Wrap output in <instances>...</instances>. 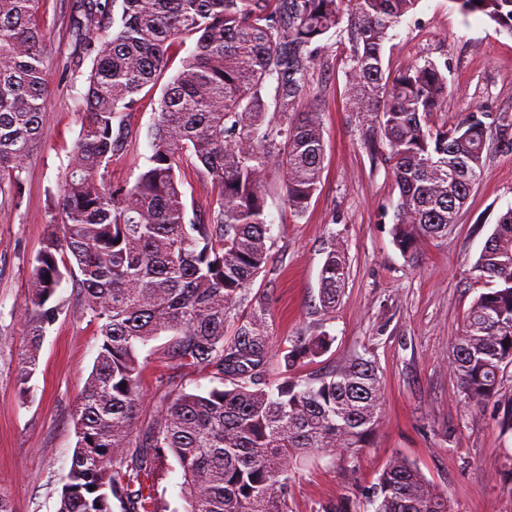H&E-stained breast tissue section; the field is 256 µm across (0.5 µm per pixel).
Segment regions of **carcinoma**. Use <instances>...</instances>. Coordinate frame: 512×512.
Here are the masks:
<instances>
[{"mask_svg":"<svg viewBox=\"0 0 512 512\" xmlns=\"http://www.w3.org/2000/svg\"><path fill=\"white\" fill-rule=\"evenodd\" d=\"M75 2L66 71L92 66L54 219L32 262L30 346L18 372L25 391L38 367L35 349L60 310L58 289L80 273L98 352L75 404L77 443L57 512H112L114 499L124 512H179L160 485L170 456L182 471L184 512H290V463L357 457L380 424L383 398L376 363L364 357L313 383L299 379L301 362L325 355L334 337L298 336L275 351L266 302L249 297L272 259L263 193L270 167L281 168L284 200L298 216L320 184L322 117L303 104L318 43L348 19V109L365 147L390 164L399 195L394 239L404 253L447 235L487 156L512 153V114L475 109L450 126L428 124L448 98L442 67L427 60L392 73L383 64L390 31L418 0ZM453 2L512 36V0ZM39 9L40 0H0V196L16 206L50 101ZM188 40L194 49L162 88L147 163L133 184L112 185V159L132 140L124 112L157 85L172 46ZM188 162L216 192L199 223L186 222L180 189ZM345 268L331 244L319 279L324 315L336 308ZM473 271L488 288L453 338L450 368L464 402L496 403L502 429L512 431V402L500 399L512 366L511 207ZM243 305L246 316L227 324ZM163 334L168 368H195L219 385L177 391L139 435L141 352ZM365 503L364 512H448V497L400 455Z\"/></svg>","mask_w":512,"mask_h":512,"instance_id":"cac0c4a2","label":"carcinoma"}]
</instances>
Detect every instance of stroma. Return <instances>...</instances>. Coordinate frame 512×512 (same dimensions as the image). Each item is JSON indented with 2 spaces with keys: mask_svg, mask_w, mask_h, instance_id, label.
Segmentation results:
<instances>
[{
  "mask_svg": "<svg viewBox=\"0 0 512 512\" xmlns=\"http://www.w3.org/2000/svg\"><path fill=\"white\" fill-rule=\"evenodd\" d=\"M72 2L41 0L49 112L40 147L26 160L22 205L0 200V495L12 512H56L59 478L77 443L74 406L97 355L95 326L76 279H67L58 290L63 308L39 344L29 390L17 382L31 263L51 219L48 193L81 128L77 97L85 76L63 72L71 52ZM350 49L341 28L322 41L311 76L325 141L320 186L301 216L268 186L272 260L250 292L266 299L275 346L321 330L334 336L327 354L298 368L301 379L363 356L376 362L384 399L373 442L356 459L315 456L294 466L290 508L317 512L324 500L344 496L361 512L363 491L400 454L447 494L451 512H512V483L499 478L504 457L512 454V433L501 431L494 406L479 411L464 404L449 365L451 339L485 289L472 268L498 216L512 207V154L489 155L447 236L402 253L392 233L398 192L391 172L383 159L372 158L346 110ZM383 60L393 71L428 60L446 65L448 100L436 121L453 124L476 108L512 113V36L463 16L453 0H419L391 31ZM160 96L150 92L126 114L134 139L127 154L112 161L113 184L134 182L144 165ZM333 244L345 251L348 278L340 305L327 318L319 312V274ZM166 342L159 337L142 351L140 434L166 398L159 384Z\"/></svg>",
  "mask_w": 512,
  "mask_h": 512,
  "instance_id": "obj_1",
  "label": "stroma"
}]
</instances>
